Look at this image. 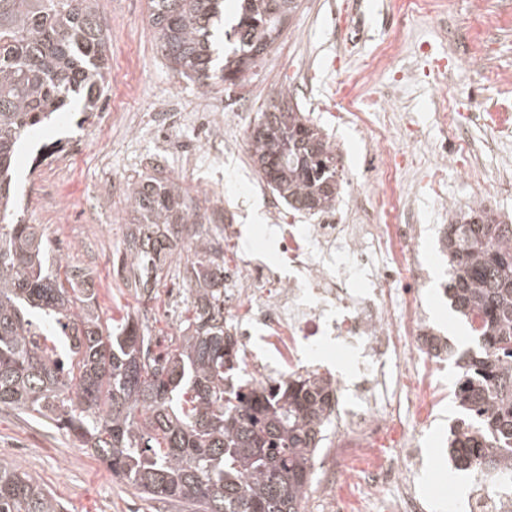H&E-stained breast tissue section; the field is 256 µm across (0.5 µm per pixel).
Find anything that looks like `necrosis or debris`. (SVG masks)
<instances>
[{"mask_svg":"<svg viewBox=\"0 0 512 512\" xmlns=\"http://www.w3.org/2000/svg\"><path fill=\"white\" fill-rule=\"evenodd\" d=\"M359 132L368 144L365 188L376 223H347L336 206L320 224L277 225L276 253L268 256L244 248L240 225L222 223L224 196L216 191L208 230L233 250L224 259V329L248 375L285 379L303 361L323 360L331 343L348 358L331 380L320 479L307 492L312 512H419V436L440 401L443 354L423 304L410 171L393 165L385 133ZM450 158L480 197L512 183L507 166L486 176L466 142ZM398 394L408 415L392 404ZM464 509L512 512V485L498 476L476 481Z\"/></svg>","mask_w":512,"mask_h":512,"instance_id":"obj_1","label":"necrosis or debris"}]
</instances>
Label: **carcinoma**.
I'll list each match as a JSON object with an SVG mask.
<instances>
[{"instance_id":"1","label":"carcinoma","mask_w":512,"mask_h":512,"mask_svg":"<svg viewBox=\"0 0 512 512\" xmlns=\"http://www.w3.org/2000/svg\"><path fill=\"white\" fill-rule=\"evenodd\" d=\"M299 0H148L169 67L205 87L240 78L263 58L245 40L272 36ZM97 0H0V407L50 421L140 494L187 512H304L330 381L296 374L275 386L243 374L224 334V246L200 236L202 215L162 174L129 185L130 266L139 286L162 278L172 241L192 232L183 286L191 294L180 344L150 351L124 317L102 319L93 284L26 224L11 192L20 142L75 99L96 109L108 83ZM260 178L295 211L335 205L334 148L279 94L250 128ZM448 297L478 350L448 345L459 370L449 454L463 470L512 475V223L471 208L448 224ZM0 512H61L18 464H0Z\"/></svg>"}]
</instances>
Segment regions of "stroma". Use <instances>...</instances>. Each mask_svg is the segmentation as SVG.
<instances>
[{
	"mask_svg": "<svg viewBox=\"0 0 512 512\" xmlns=\"http://www.w3.org/2000/svg\"><path fill=\"white\" fill-rule=\"evenodd\" d=\"M471 0H300L265 62L236 84L201 87L168 68L148 20L147 0H98L100 22L109 36L111 77L97 103L101 112L120 114L123 125L108 135H92L81 104L53 117L19 152L14 182L24 219L39 224L52 248H63L70 266L94 282L102 318L131 317L147 327L160 345L179 340L177 317L168 312L173 286L145 295L134 285L125 261L122 233L132 231L121 194L104 191L120 180L132 183L163 170L201 208L209 212V187L224 190V213L234 223L272 229L274 223H316V216L293 213L261 181L248 148L229 153L217 146L205 124L184 123L183 112H243L246 138L257 112L270 98L287 93L320 126L340 154L344 176L362 177L366 145L345 119L347 105L396 91L414 74L390 118L395 147L410 154L419 169L413 203L422 226L420 258L428 279L443 281L447 264L436 261L443 224L451 213L440 206L432 176L440 168L437 147L444 139L439 109L458 115L477 162L494 173L500 155L512 151L489 125L470 115L487 109L512 117V90L502 89V73H512V0H483L498 24L482 32L464 27ZM460 26V39L444 38ZM480 40L490 52L483 70L452 84L466 44ZM402 46L389 69L366 71L365 62L390 43ZM429 324L450 341L470 344L466 324L448 303L426 293ZM460 412L444 399L425 428L424 461L415 475L421 512H450L449 500L464 501L476 477L448 458L450 428ZM0 461L17 463L62 503L65 512H180L177 505L142 497L113 477L111 470L78 440L50 423L0 409Z\"/></svg>",
	"mask_w": 512,
	"mask_h": 512,
	"instance_id": "35a3bbf8",
	"label": "stroma"
}]
</instances>
